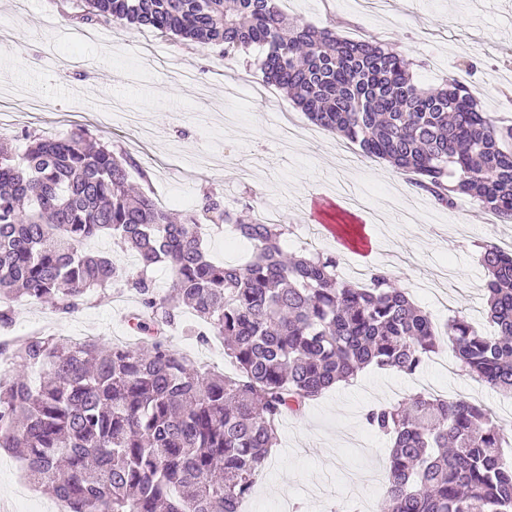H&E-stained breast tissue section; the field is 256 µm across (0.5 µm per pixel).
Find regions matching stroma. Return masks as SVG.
Instances as JSON below:
<instances>
[{"instance_id":"stroma-1","label":"stroma","mask_w":512,"mask_h":512,"mask_svg":"<svg viewBox=\"0 0 512 512\" xmlns=\"http://www.w3.org/2000/svg\"><path fill=\"white\" fill-rule=\"evenodd\" d=\"M279 7L307 24L337 25L352 40L386 42L412 61L418 83L462 80L491 119L512 121V0H382L373 16L357 13L352 0H279ZM82 9L81 0H0V20L11 22L14 34L12 42L0 43L1 142L20 153L30 134L86 132L133 160L132 181L172 212L195 211L208 195L251 219L273 212L285 230L286 253L336 252L340 267L390 273L436 322L464 316L482 323L486 276L478 253L500 227L486 223L473 200L438 204L412 187L408 174L312 124L272 86H264L265 93L280 109L267 110L252 91L263 86L258 50L227 61L218 46L196 48L102 19L80 23ZM133 112L139 124H131ZM285 113L304 129L286 151L275 137ZM326 198L336 203L329 223L353 212L373 241L371 253L340 251L332 236L311 235L313 204ZM444 265L452 271L454 297L439 311L424 287ZM13 305L16 322L0 329V341L45 331L108 344L132 336L127 316L139 299L118 282L92 291L69 315L24 298ZM195 324L193 314L184 313L173 346L194 362L235 375L222 340L200 344ZM424 379L436 395L465 397L493 421L512 410V397L462 373L439 372L432 361L412 375L369 366L302 413L280 419L277 450L255 494L287 501L289 512H338L345 505L379 512L390 441L370 429L365 415L419 392ZM20 491L49 512L52 493L30 486L18 459L0 452V503L13 504Z\"/></svg>"}]
</instances>
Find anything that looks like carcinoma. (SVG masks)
<instances>
[{
  "label": "carcinoma",
  "mask_w": 512,
  "mask_h": 512,
  "mask_svg": "<svg viewBox=\"0 0 512 512\" xmlns=\"http://www.w3.org/2000/svg\"><path fill=\"white\" fill-rule=\"evenodd\" d=\"M84 7L81 21L221 46L226 60L258 48L263 82L291 93L313 123L413 174L439 203L468 196L512 223V124L491 120L458 79L418 85L389 44L291 22L277 0ZM28 139L21 155L0 144V326L18 297L71 314L89 292L122 281L141 302L129 315L136 347L54 334L0 345V449L68 512H240L283 414L371 364L412 374L444 344L462 373L512 396V254L494 244L479 256L494 333L463 317L441 331L386 271L350 285L335 255L285 260L279 225L241 222L213 196L176 220L128 192L129 161L81 134ZM220 222L250 243L244 263L217 264L204 251L203 225ZM104 236L132 252L138 275L85 251ZM159 263L173 273L165 295L150 276ZM186 309L202 321L200 342L223 340L236 376L203 372L170 344ZM366 421L392 442L381 512H512L504 430L481 406L417 393Z\"/></svg>",
  "instance_id": "carcinoma-1"
}]
</instances>
